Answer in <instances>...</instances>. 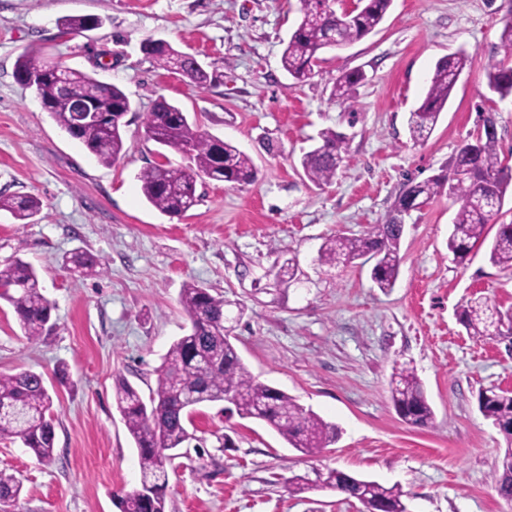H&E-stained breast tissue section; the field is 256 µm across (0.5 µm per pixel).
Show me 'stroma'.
<instances>
[{
	"mask_svg": "<svg viewBox=\"0 0 512 512\" xmlns=\"http://www.w3.org/2000/svg\"><path fill=\"white\" fill-rule=\"evenodd\" d=\"M512 0H393L383 23L353 45L325 52L318 73L296 84L280 58L301 18L300 0H0V193L41 202L34 223L0 211V267L21 257L37 271L54 309L36 341L0 300V373L31 370L53 396L55 458L43 464L20 442L0 441V471L22 483L8 512H119L115 495L140 485L137 450L113 400L116 378L149 397L170 345L187 333L179 303L198 283L239 302L231 331L251 374L293 396L340 429L321 454L291 448L265 423L199 407L168 469L167 512H362L354 499L321 488L338 469L397 486L409 512H512L493 484L505 443L478 407L481 391H512V342L472 336L457 319L474 297L512 308V273L486 249L467 266L448 252L456 208L447 195L399 217L402 257L394 288L371 279L370 263L317 260L326 238L362 235L385 223L407 179L440 174L482 115L495 113L501 155L512 154V96L486 86ZM100 27L65 35L68 16ZM164 39L221 72L200 89L142 51ZM41 50L68 67L121 87L126 152L105 165L45 112L14 75L21 55ZM460 76L431 137L413 144L408 119L436 62L457 52ZM366 78L347 100L333 80ZM179 105L203 132L235 143L257 170L253 184L207 180L186 215L148 204L138 175L181 156L145 135L158 98ZM332 129L349 157L316 186L303 153ZM91 253L95 271L65 264ZM295 259L296 280L275 278ZM414 368L434 411L413 427L390 400L394 366ZM309 479L292 493L288 480Z\"/></svg>",
	"mask_w": 512,
	"mask_h": 512,
	"instance_id": "stroma-1",
	"label": "stroma"
}]
</instances>
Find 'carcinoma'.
Returning <instances> with one entry per match:
<instances>
[{
	"label": "carcinoma",
	"mask_w": 512,
	"mask_h": 512,
	"mask_svg": "<svg viewBox=\"0 0 512 512\" xmlns=\"http://www.w3.org/2000/svg\"><path fill=\"white\" fill-rule=\"evenodd\" d=\"M301 20L290 35L281 56L282 68L300 84L314 76L320 55L336 46H350L372 33L385 19L393 0H363L347 18L325 14L332 9L327 0H300ZM92 17L64 20L63 33L79 34L87 30ZM501 58L486 65L488 89L505 98L512 95V18L503 26L498 46ZM157 66L172 70L198 88H205L222 77L218 68L207 70L192 55L176 50L169 42H154L145 50ZM47 58L37 53L20 56L15 75L45 69ZM470 65L464 53L443 57L435 64L425 98L410 113L411 139L424 143L434 131L439 116L463 72ZM72 93L91 104L97 113L76 126L72 137L80 140L99 162L110 165L125 152L124 120L116 117L131 110L126 93L115 85H105L86 73L69 69ZM365 79L363 72H345L333 81V95L343 98ZM59 93L54 74L44 75L37 95L43 108L63 128L73 117L54 109ZM147 138L182 154L188 164L174 166L154 163L139 173L146 201L160 213L181 216L200 201L197 179L201 176L232 185H249L256 179L251 158L230 141L208 135L189 122L180 107L159 98L145 122ZM348 155L345 138L334 130L320 133L319 142L300 160L306 177L315 185L330 183ZM512 185V168L500 157L497 133H486L473 143L462 145L451 157L448 174L408 182L399 194L395 211L421 208L432 198L446 192L458 205L448 235V251L463 265L470 260L477 244L487 240L488 225L497 216ZM41 205L34 196L0 194V210L11 213L23 224L37 215ZM402 227L396 218L375 225L359 237L334 235L321 245L318 261L329 266L346 265L367 255L376 259L371 278L378 288H393L401 258ZM489 261L512 271V224H500L490 245ZM0 300L14 309L23 336L35 341L42 336L51 319L52 305L42 293L36 270L17 258L0 268ZM180 305L190 322L187 334L176 339L157 369L156 387L144 401L127 380L118 378L113 386L116 407L133 439L141 473L140 487L120 496V512H166L167 463L170 451L188 440L185 427L195 408L204 403L227 401L242 418H257L282 436L304 455L314 456L335 442L338 427L325 421L295 398L259 382L247 370L232 336L225 326L226 308H243L195 283L182 288ZM459 322L473 336H487L506 327L512 335V310L501 311L480 298L461 306ZM391 402L404 423L427 427L434 421L423 384L414 371L394 368ZM479 410L499 429L506 441L499 466L493 475L495 489L505 501H512V392L486 390L479 394ZM53 398L41 375L26 370L0 374V440L20 441L38 461L54 459ZM319 483L355 499L366 509L382 506L383 512H408L403 491L376 481L358 479L341 470L319 474ZM20 480L0 472V505L15 502L21 493Z\"/></svg>",
	"instance_id": "obj_1"
}]
</instances>
